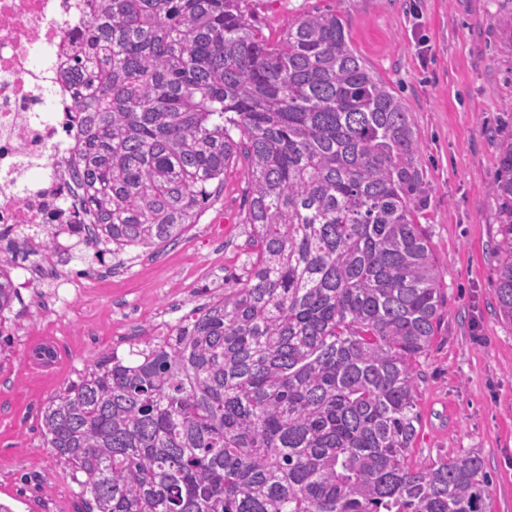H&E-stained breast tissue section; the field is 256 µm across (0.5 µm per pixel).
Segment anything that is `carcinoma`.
I'll return each mask as SVG.
<instances>
[{
	"instance_id": "carcinoma-1",
	"label": "carcinoma",
	"mask_w": 512,
	"mask_h": 512,
	"mask_svg": "<svg viewBox=\"0 0 512 512\" xmlns=\"http://www.w3.org/2000/svg\"><path fill=\"white\" fill-rule=\"evenodd\" d=\"M249 0H93L83 242L177 241L247 161L244 272L126 363L95 362L41 431L96 512H489L479 450L409 463L441 275L410 111L334 13L269 43ZM495 298L512 323V135L497 142ZM16 294L0 276V314Z\"/></svg>"
}]
</instances>
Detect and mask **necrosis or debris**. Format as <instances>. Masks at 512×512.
<instances>
[{"mask_svg":"<svg viewBox=\"0 0 512 512\" xmlns=\"http://www.w3.org/2000/svg\"><path fill=\"white\" fill-rule=\"evenodd\" d=\"M91 0H0V225L27 243L68 250L86 224L71 177L82 128L72 41Z\"/></svg>","mask_w":512,"mask_h":512,"instance_id":"1","label":"necrosis or debris"}]
</instances>
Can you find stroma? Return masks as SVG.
Wrapping results in <instances>:
<instances>
[{
	"label": "stroma",
	"mask_w": 512,
	"mask_h": 512,
	"mask_svg": "<svg viewBox=\"0 0 512 512\" xmlns=\"http://www.w3.org/2000/svg\"><path fill=\"white\" fill-rule=\"evenodd\" d=\"M269 41L313 11L343 19L351 43L407 103L427 181L420 222L442 272L440 329L419 360L415 464L480 449L490 512H512V324L496 311V135L512 133V35L498 16L512 0H249ZM430 47L418 56L419 41ZM246 183L232 165L175 243L98 263L72 246L53 276L20 263L31 285L0 328V503L12 512H88L70 468L43 439L38 410L98 358H131L156 329L222 293L240 272ZM74 302L56 303V279Z\"/></svg>",
	"instance_id": "35a3bbf8"
}]
</instances>
